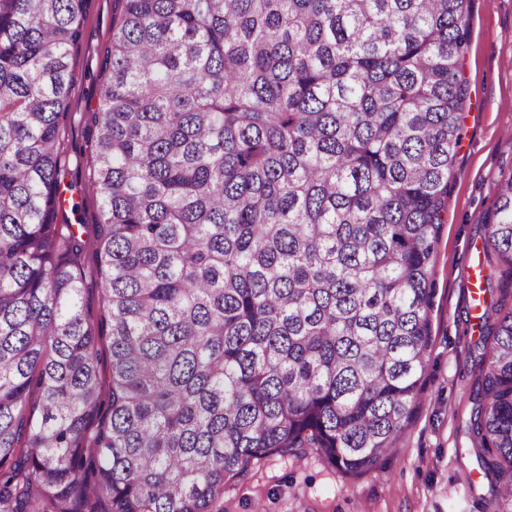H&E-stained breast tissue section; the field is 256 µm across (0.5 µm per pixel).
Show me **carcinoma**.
<instances>
[{"label": "carcinoma", "instance_id": "obj_1", "mask_svg": "<svg viewBox=\"0 0 512 512\" xmlns=\"http://www.w3.org/2000/svg\"><path fill=\"white\" fill-rule=\"evenodd\" d=\"M471 0H115L109 378L57 224L86 0H0V512H215L270 455L375 469L417 403ZM486 245L512 267V172ZM468 430L512 512V305Z\"/></svg>", "mask_w": 512, "mask_h": 512}]
</instances>
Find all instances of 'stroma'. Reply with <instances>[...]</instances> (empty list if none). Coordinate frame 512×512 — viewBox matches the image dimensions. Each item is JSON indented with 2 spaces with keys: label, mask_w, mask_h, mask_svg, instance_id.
Masks as SVG:
<instances>
[{
  "label": "stroma",
  "mask_w": 512,
  "mask_h": 512,
  "mask_svg": "<svg viewBox=\"0 0 512 512\" xmlns=\"http://www.w3.org/2000/svg\"><path fill=\"white\" fill-rule=\"evenodd\" d=\"M112 7L113 0H89L81 39L72 51L75 82L61 127L59 179L65 204L56 221L81 225L88 242L101 219V201L88 183ZM461 73L467 97L430 277L432 342L411 422L398 436L394 453L359 476L341 473L311 451L265 458L226 488L224 512H491L489 485L466 427L473 361L482 349L467 271L483 265L496 286L494 299L512 300V268L496 258L485 261L480 224L494 209L495 181L512 172V0H471ZM80 270L84 309L96 324L106 308L92 251H85Z\"/></svg>",
  "instance_id": "obj_1"
}]
</instances>
